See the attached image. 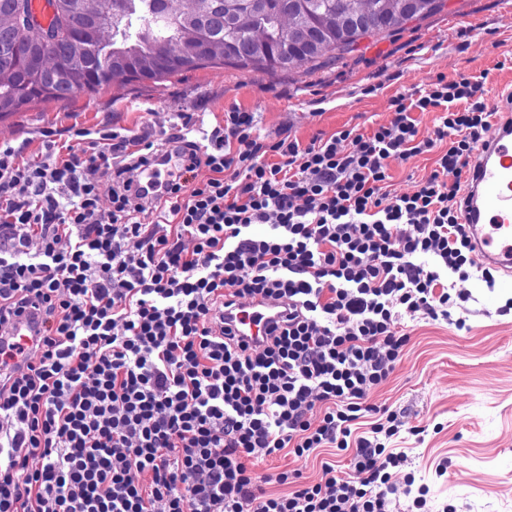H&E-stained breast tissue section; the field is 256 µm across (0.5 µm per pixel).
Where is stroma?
<instances>
[{"instance_id":"stroma-1","label":"stroma","mask_w":512,"mask_h":512,"mask_svg":"<svg viewBox=\"0 0 512 512\" xmlns=\"http://www.w3.org/2000/svg\"><path fill=\"white\" fill-rule=\"evenodd\" d=\"M445 8L421 22L402 23L395 36L363 40L357 52L337 65L307 73L273 74L230 66L182 73L161 83H121L97 94L38 101L0 117V142L20 147L24 159L40 156L48 142H64L80 130L114 131L137 150L138 139L170 144L178 135L175 118L193 114L205 130L224 124L237 106L257 113L261 135L286 136L308 144L315 135L356 129L370 133L391 117V101L411 95L437 76L465 74L484 84L487 101L512 90V20L507 0H445ZM437 152L391 162L388 186L415 190L435 168ZM495 290L478 274L457 289L467 300L454 304L458 330L445 321H407L402 358L370 401L394 411L405 429L388 443L407 457L408 471L430 494L424 510L400 497L398 512H512V276L497 273ZM348 467L350 453L322 448L299 457L291 449L248 459L268 476L266 493L283 495L282 472L316 482L323 462Z\"/></svg>"}]
</instances>
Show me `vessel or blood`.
Returning a JSON list of instances; mask_svg holds the SVG:
<instances>
[{
  "instance_id": "b4317fda",
  "label": "vessel or blood",
  "mask_w": 512,
  "mask_h": 512,
  "mask_svg": "<svg viewBox=\"0 0 512 512\" xmlns=\"http://www.w3.org/2000/svg\"><path fill=\"white\" fill-rule=\"evenodd\" d=\"M463 199L466 223L474 256L481 265L512 274V122L502 121L497 133L471 161ZM277 313L274 304L255 301L224 320L236 336L255 341L266 334ZM37 320L28 316L13 322L8 337L21 346L33 347Z\"/></svg>"
}]
</instances>
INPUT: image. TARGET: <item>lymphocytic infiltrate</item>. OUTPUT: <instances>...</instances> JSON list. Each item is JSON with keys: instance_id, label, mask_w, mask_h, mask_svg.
<instances>
[{"instance_id": "f902f5d3", "label": "lymphocytic infiltrate", "mask_w": 512, "mask_h": 512, "mask_svg": "<svg viewBox=\"0 0 512 512\" xmlns=\"http://www.w3.org/2000/svg\"><path fill=\"white\" fill-rule=\"evenodd\" d=\"M480 90L439 76L395 97L372 133L306 145L268 141L233 108L208 152L189 141L176 171L157 169L153 196L134 174L162 155L154 144L79 131L25 162L1 143L0 331L30 308L42 330L35 352L0 351L22 359L0 378V512H392L402 495L425 507L426 486L394 478L399 422L369 397L401 359L404 318L465 326L444 278L474 264L459 194L496 114ZM415 109L440 111L433 137L419 139ZM441 142L415 191H387L391 161ZM150 206L157 220L142 223ZM247 299L280 313L256 347L217 329ZM286 448H349L350 469L327 462L320 481L266 494L245 461Z\"/></svg>"}]
</instances>
